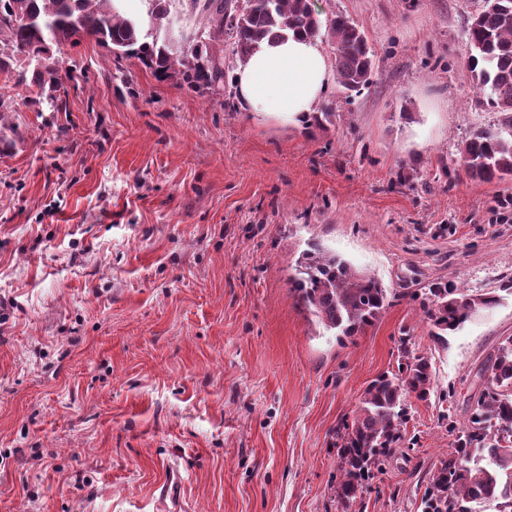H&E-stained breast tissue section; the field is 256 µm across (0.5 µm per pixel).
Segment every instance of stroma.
<instances>
[{"mask_svg": "<svg viewBox=\"0 0 512 512\" xmlns=\"http://www.w3.org/2000/svg\"><path fill=\"white\" fill-rule=\"evenodd\" d=\"M376 54L368 88L323 97L322 129L224 107L84 39L55 57L68 109L0 77V512H343L336 432L399 348L439 393L350 512H423L425 476L512 336V181L444 166L499 116L478 103L466 29L481 0H313ZM142 0L173 47L202 0ZM412 291L498 292L434 345L409 297L362 335L316 334L288 290L308 240Z\"/></svg>", "mask_w": 512, "mask_h": 512, "instance_id": "obj_1", "label": "stroma"}]
</instances>
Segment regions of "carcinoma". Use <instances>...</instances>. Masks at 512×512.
Here are the masks:
<instances>
[{
    "instance_id": "1",
    "label": "carcinoma",
    "mask_w": 512,
    "mask_h": 512,
    "mask_svg": "<svg viewBox=\"0 0 512 512\" xmlns=\"http://www.w3.org/2000/svg\"><path fill=\"white\" fill-rule=\"evenodd\" d=\"M205 8L212 15L206 38L176 53L167 44L145 40L136 21L116 10L113 0H0V74L34 90L32 105L65 112L59 69L48 51L89 37L116 58L134 57L155 75L175 77L197 93L224 90V108L231 110L224 40L231 41L232 55L242 62L264 40L301 34L328 39L343 92L358 94L371 82L374 53L365 33L343 13L323 21L311 0H205ZM467 45L476 96L500 119L461 142L454 177L512 180V0H483L468 22ZM335 117L325 106L304 124L322 128ZM288 285L312 324L341 342L374 325L401 298L317 242L300 253ZM410 299L429 324L431 340L442 345L472 313L497 303L495 296H475L446 281L418 288ZM479 375L485 385L472 400L468 422L460 429L450 425L451 448L427 473L423 512H477L484 501L495 504L496 512H512V336L498 343ZM436 391L429 357L401 340L397 371L368 384L339 436L336 496L344 505L357 499L403 440L407 401H426Z\"/></svg>"
}]
</instances>
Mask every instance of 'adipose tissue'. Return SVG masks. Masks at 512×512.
Returning <instances> with one entry per match:
<instances>
[{"label": "adipose tissue", "mask_w": 512, "mask_h": 512, "mask_svg": "<svg viewBox=\"0 0 512 512\" xmlns=\"http://www.w3.org/2000/svg\"><path fill=\"white\" fill-rule=\"evenodd\" d=\"M332 72L318 41L302 36L259 45L233 73L244 111L299 125L314 111Z\"/></svg>", "instance_id": "ef3b65f1"}]
</instances>
